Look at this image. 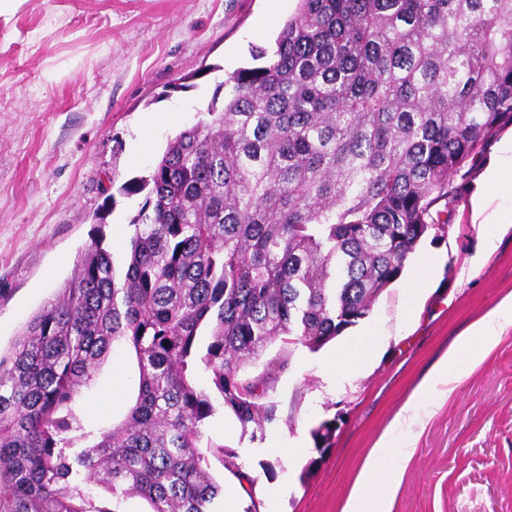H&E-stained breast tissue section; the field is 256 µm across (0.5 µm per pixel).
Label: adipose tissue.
<instances>
[{"mask_svg": "<svg viewBox=\"0 0 512 512\" xmlns=\"http://www.w3.org/2000/svg\"><path fill=\"white\" fill-rule=\"evenodd\" d=\"M496 190L506 193L508 202H495L492 193ZM471 208L475 222L493 227L512 224V137L499 143L494 159L484 169L480 186L471 198ZM508 325H512V295L469 325L432 365L418 385V392L437 389L442 397H449L452 389L483 363L497 345L501 329ZM415 421L408 410H401L378 437L353 480L348 506L360 508L361 512H391L404 470L386 467V450L394 432Z\"/></svg>", "mask_w": 512, "mask_h": 512, "instance_id": "adipose-tissue-1", "label": "adipose tissue"}]
</instances>
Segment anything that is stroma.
Returning a JSON list of instances; mask_svg holds the SVG:
<instances>
[{
  "instance_id": "35a3bbf8",
  "label": "stroma",
  "mask_w": 512,
  "mask_h": 512,
  "mask_svg": "<svg viewBox=\"0 0 512 512\" xmlns=\"http://www.w3.org/2000/svg\"><path fill=\"white\" fill-rule=\"evenodd\" d=\"M297 0H24L0 19V347L52 300L96 232L115 260L129 245L145 177L169 139L223 100L222 83L251 65V46H272ZM191 76L188 88L178 79ZM512 124L450 180L438 203L444 233H429L402 276L367 317L313 352L272 343L249 375L277 377V419L264 438L218 411L206 434L235 449L256 478L261 512H342L369 448L435 359L472 322L512 294V227L485 252L486 225L470 201ZM435 261L432 282L409 303L416 262ZM378 339L360 372L328 364L358 334ZM136 363L113 348L79 406L89 427L122 420L137 394ZM431 412L392 512H512V326L448 399ZM337 423L326 452L312 431ZM296 456H288V449Z\"/></svg>"
}]
</instances>
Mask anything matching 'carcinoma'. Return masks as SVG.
Instances as JSON below:
<instances>
[{"label":"carcinoma","instance_id":"carcinoma-1","mask_svg":"<svg viewBox=\"0 0 512 512\" xmlns=\"http://www.w3.org/2000/svg\"><path fill=\"white\" fill-rule=\"evenodd\" d=\"M251 58L120 188L146 193L124 265L98 232L0 353V512H215L211 461L244 472L210 419L254 440L277 418L275 379L245 367L366 317L441 222L449 177L512 123V0H298ZM119 344L136 398L88 430L78 401Z\"/></svg>","mask_w":512,"mask_h":512}]
</instances>
